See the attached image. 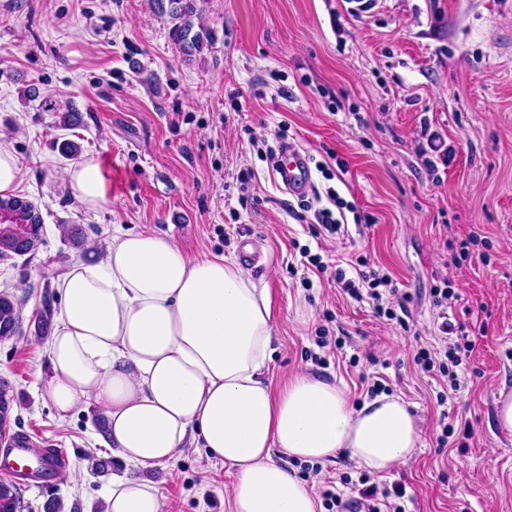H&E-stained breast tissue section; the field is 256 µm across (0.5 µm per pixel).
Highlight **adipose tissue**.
<instances>
[{
    "instance_id": "obj_1",
    "label": "adipose tissue",
    "mask_w": 512,
    "mask_h": 512,
    "mask_svg": "<svg viewBox=\"0 0 512 512\" xmlns=\"http://www.w3.org/2000/svg\"><path fill=\"white\" fill-rule=\"evenodd\" d=\"M64 179L88 206L112 199L98 159L74 162ZM57 288L41 396L62 420L91 402L103 413L112 455L130 467L113 481L104 512H164L142 472L189 445L223 459L232 512H319L312 488L273 454L318 463L346 454L383 474L420 441L400 398L356 407L323 379L275 383L268 291L233 258L193 256L159 233L118 230L106 250L88 246Z\"/></svg>"
}]
</instances>
